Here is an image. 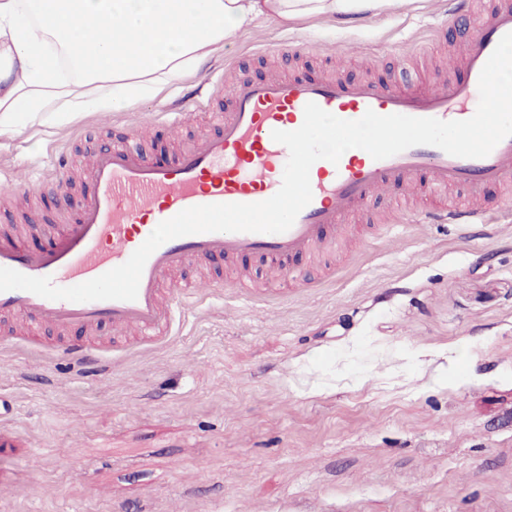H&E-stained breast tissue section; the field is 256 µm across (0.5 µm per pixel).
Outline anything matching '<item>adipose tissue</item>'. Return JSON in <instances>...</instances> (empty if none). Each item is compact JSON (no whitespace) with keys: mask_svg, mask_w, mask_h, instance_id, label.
I'll return each mask as SVG.
<instances>
[{"mask_svg":"<svg viewBox=\"0 0 512 512\" xmlns=\"http://www.w3.org/2000/svg\"><path fill=\"white\" fill-rule=\"evenodd\" d=\"M405 0H0V136L20 120L119 112L213 60L261 17L288 23Z\"/></svg>","mask_w":512,"mask_h":512,"instance_id":"obj_1","label":"adipose tissue"}]
</instances>
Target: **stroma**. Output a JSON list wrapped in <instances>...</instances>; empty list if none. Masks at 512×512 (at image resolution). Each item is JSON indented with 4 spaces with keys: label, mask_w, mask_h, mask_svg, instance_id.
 Masks as SVG:
<instances>
[{
    "label": "stroma",
    "mask_w": 512,
    "mask_h": 512,
    "mask_svg": "<svg viewBox=\"0 0 512 512\" xmlns=\"http://www.w3.org/2000/svg\"><path fill=\"white\" fill-rule=\"evenodd\" d=\"M410 0L342 22L258 21L216 58L225 90L175 128L157 113L193 90L187 77L122 112L24 123L0 136V198L28 214L24 241L61 236L76 196L39 190L59 154L74 167L112 145L164 159L217 133L212 114L238 78L331 73L433 93L463 75L473 13L512 0ZM512 183L483 191L487 221L401 220L439 202L406 184L378 194L333 262L303 256L311 288L272 281L238 295L221 260L172 282L197 301L168 341L111 326L45 327L0 345V512H512ZM91 341L104 372L63 349ZM37 484H30V475Z\"/></svg>",
    "instance_id": "35a3bbf8"
}]
</instances>
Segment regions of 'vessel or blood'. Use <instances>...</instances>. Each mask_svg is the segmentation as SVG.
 <instances>
[{
    "mask_svg": "<svg viewBox=\"0 0 512 512\" xmlns=\"http://www.w3.org/2000/svg\"><path fill=\"white\" fill-rule=\"evenodd\" d=\"M512 32V7L497 9L478 22L467 48L465 78L429 95L404 93L370 80L339 75L303 81L270 77L261 82L237 80L230 112L219 116V134L200 139L190 149L157 161L134 149L95 152L81 177L83 198L67 231L39 248L14 239L0 240V267L32 277H51L57 286H75L125 263L154 226L183 209L206 204L256 203L280 188L289 152L273 131H293L304 120L307 103L343 120L366 111L443 121L473 116L470 102L480 72L500 39ZM312 200L293 226L280 234L209 232L167 241L147 260L135 300L72 302L50 300L24 290L0 292V314H19L31 329L50 323L60 328H95L109 323L137 329L160 344L172 329L175 309L188 294L162 282L183 263L215 258L255 256L292 277V258L333 247L350 233L346 217L360 211L391 183L422 184L436 194L451 186L481 195L486 184L512 181V136L483 158H462L438 147L418 145L386 159H373L359 148L339 162L324 159L310 168ZM429 224H482L486 213L467 205L425 215Z\"/></svg>",
    "mask_w": 512,
    "mask_h": 512,
    "instance_id": "1",
    "label": "vessel or blood"
}]
</instances>
